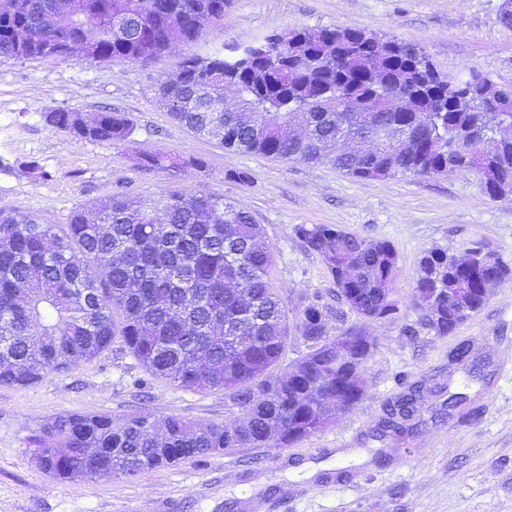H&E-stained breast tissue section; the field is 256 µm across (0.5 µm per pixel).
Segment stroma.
<instances>
[{
	"instance_id": "1",
	"label": "stroma",
	"mask_w": 512,
	"mask_h": 512,
	"mask_svg": "<svg viewBox=\"0 0 512 512\" xmlns=\"http://www.w3.org/2000/svg\"><path fill=\"white\" fill-rule=\"evenodd\" d=\"M503 0H227L196 46L243 49L274 31L364 28L424 52L456 79L478 70L512 83V29ZM183 52L148 65L76 58L0 59V207L68 223L92 201L124 190L145 198L180 188L236 202L263 229L268 281L288 309L292 350L304 348L297 315L328 309L327 330H361L376 346L367 391L352 411L284 448L188 460L137 479L61 481L31 457V439L67 412L121 423L145 411L230 423L220 390L198 392L146 374L121 344L26 387L0 386V512H512V277L458 330L436 335L414 293L422 255H464L485 243L512 266V195L490 198L476 176L451 173L355 179L331 165L234 153L192 136L153 102ZM109 108L133 123L131 141L76 142L43 114ZM200 158L205 169L147 165L145 155ZM37 162L42 175L30 174ZM333 224L389 241L397 253L395 321L367 320L336 298L324 264L296 236ZM420 386L409 428L379 433L387 409Z\"/></svg>"
}]
</instances>
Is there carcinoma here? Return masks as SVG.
Segmentation results:
<instances>
[{
    "label": "carcinoma",
    "instance_id": "cac0c4a2",
    "mask_svg": "<svg viewBox=\"0 0 512 512\" xmlns=\"http://www.w3.org/2000/svg\"><path fill=\"white\" fill-rule=\"evenodd\" d=\"M226 0H0V57L92 59L147 64L188 50L224 17ZM501 83L487 75L449 79L429 57L364 29L273 33L225 56L189 54L154 93L157 108L198 138L240 153L329 163L361 179L475 172L491 197L512 193V126L494 102ZM77 141L120 145L133 125L123 112L86 118L44 113ZM385 141L379 152L367 146ZM350 141L349 148L343 147ZM150 165L189 161L147 154ZM296 236L320 255L336 294L369 320L391 319L397 255L390 242L334 225L299 224ZM262 227L235 202L182 189L154 198L117 192L74 211L67 224L0 207V384L26 386L47 370L90 360L119 339L146 373L196 391H224L242 414L231 425L167 418L157 429L140 412L121 425L101 414L57 416L33 439L37 465L60 480L136 478L246 448H287L353 410L364 398L366 363L337 362L327 309L299 312L307 352L288 360V313L267 281ZM475 274L455 270L444 251L419 262L417 298L428 326L448 334V292L482 288L512 269L477 248ZM404 396L388 416L404 418Z\"/></svg>",
    "mask_w": 512,
    "mask_h": 512
}]
</instances>
